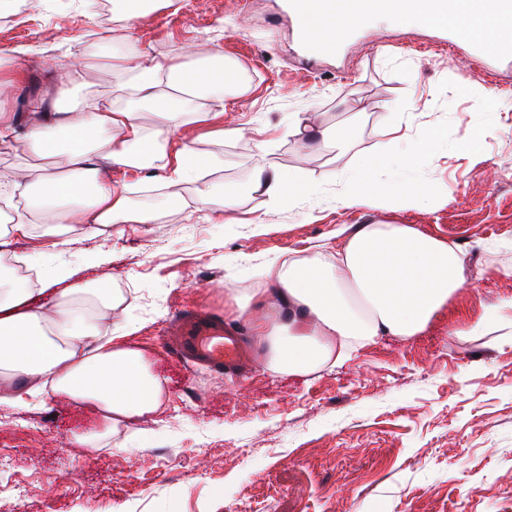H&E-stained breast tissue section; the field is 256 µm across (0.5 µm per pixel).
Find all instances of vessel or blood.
<instances>
[{"mask_svg":"<svg viewBox=\"0 0 512 512\" xmlns=\"http://www.w3.org/2000/svg\"><path fill=\"white\" fill-rule=\"evenodd\" d=\"M429 24L448 29L456 41L471 45L488 60L512 54V33L503 32L494 40L478 38L458 9V0H428L422 11ZM308 57H327L336 53L339 42L312 37L307 29L299 31ZM166 346L189 364H202L215 370L245 369L251 358L241 336L223 323L198 314L175 316L164 338Z\"/></svg>","mask_w":512,"mask_h":512,"instance_id":"b4317fda","label":"vessel or blood"}]
</instances>
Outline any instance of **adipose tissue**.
Masks as SVG:
<instances>
[{"label": "adipose tissue", "instance_id": "adipose-tissue-1", "mask_svg": "<svg viewBox=\"0 0 512 512\" xmlns=\"http://www.w3.org/2000/svg\"><path fill=\"white\" fill-rule=\"evenodd\" d=\"M181 64L105 53L108 67L130 73L135 107H118L90 90L92 56L77 51L54 67L61 90L78 91L75 104L34 101L25 116L4 100L26 74L12 55L0 56V205L13 223L0 225V248L39 236L45 250H65L82 236L124 225L156 222L157 212L133 209L112 184L118 169L157 171L174 186L195 182V208L229 223L234 195L198 179L208 156L193 147L172 150L174 135L199 123L223 126L224 100L243 89L237 68L222 54L189 48ZM252 192L280 205L308 196L305 178L258 166ZM415 181L382 184L355 177L348 199L375 209L426 201ZM265 285L234 296L240 318L265 346L262 368L304 376L354 358L388 336H414L445 309L460 288L479 278L465 253L413 224H356L334 248L275 258L260 272ZM121 297L109 286H77L55 293L30 290L0 275V407L26 408L50 393L91 412L90 426L69 443L95 449L121 431L150 438L161 421L166 380L152 354L129 340L135 325L103 337L102 319L119 314Z\"/></svg>", "mask_w": 512, "mask_h": 512}]
</instances>
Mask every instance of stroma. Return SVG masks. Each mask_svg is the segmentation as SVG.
I'll return each mask as SVG.
<instances>
[{
    "label": "stroma",
    "mask_w": 512,
    "mask_h": 512,
    "mask_svg": "<svg viewBox=\"0 0 512 512\" xmlns=\"http://www.w3.org/2000/svg\"><path fill=\"white\" fill-rule=\"evenodd\" d=\"M285 0H175L129 23L88 0H23L0 19V49L27 72L10 103L57 96L47 65L113 47L179 64L196 44L220 51L247 84L224 104L244 136L203 144L206 180L238 196L232 224L191 212L195 185L166 203L141 197V174L115 175L134 206L162 207L151 224L102 234L41 267L65 265L67 286L123 284L133 339L168 378L163 422L150 441L132 433L89 451L69 445L90 416L61 397L0 408V512H512V340L499 330L465 336L459 320L512 297V56L486 63L448 32L379 18L337 55L305 63ZM310 124L352 126L350 139L302 147L293 113ZM271 130L258 147L256 127ZM426 129L436 140L423 139ZM484 136L475 152L463 140ZM393 141L416 148L412 176L435 198L400 211L337 205L363 158ZM309 180L314 192L273 206L249 190L254 167ZM415 224L465 251L483 271L416 336L360 350L351 362L300 377L260 363L241 376L188 369L161 341L180 309L218 315L249 333L226 289L260 287L269 260L336 245L355 224Z\"/></svg>",
    "instance_id": "1"
}]
</instances>
